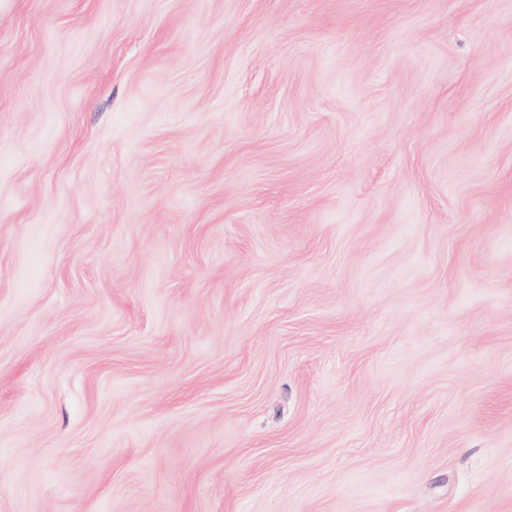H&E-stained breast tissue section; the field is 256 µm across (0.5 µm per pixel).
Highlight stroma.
Masks as SVG:
<instances>
[{"instance_id":"obj_1","label":"stroma","mask_w":512,"mask_h":512,"mask_svg":"<svg viewBox=\"0 0 512 512\" xmlns=\"http://www.w3.org/2000/svg\"><path fill=\"white\" fill-rule=\"evenodd\" d=\"M0 512H512V0H0Z\"/></svg>"}]
</instances>
